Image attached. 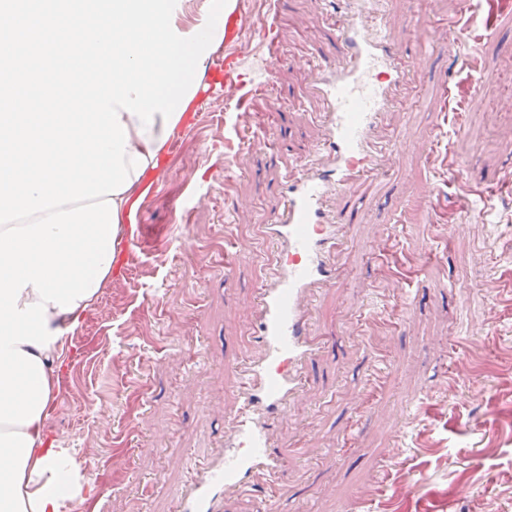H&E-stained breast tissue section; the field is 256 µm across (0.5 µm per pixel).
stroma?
I'll list each match as a JSON object with an SVG mask.
<instances>
[{"label": "stroma", "mask_w": 512, "mask_h": 512, "mask_svg": "<svg viewBox=\"0 0 512 512\" xmlns=\"http://www.w3.org/2000/svg\"><path fill=\"white\" fill-rule=\"evenodd\" d=\"M463 0H385L408 84L382 117L405 140L384 175L356 184L336 263L338 287L313 301L323 347L311 391L274 422L287 456L280 512H512V11L443 52ZM249 24L245 77L272 61L248 111L207 102L168 151L140 224L149 248L67 333L73 346L46 419L75 469L92 463L99 512H172L193 459L224 453L238 360L253 350L262 236L297 157L322 137L308 58L336 60L314 0H236ZM429 12L431 26L415 29ZM476 91L478 104L460 103ZM468 161L452 179L453 162ZM495 178L491 204L479 196ZM233 264L232 277L224 267ZM410 294L399 315L395 297Z\"/></svg>", "instance_id": "35a3bbf8"}]
</instances>
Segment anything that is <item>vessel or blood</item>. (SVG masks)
I'll use <instances>...</instances> for the list:
<instances>
[{
    "label": "vessel or blood",
    "mask_w": 512,
    "mask_h": 512,
    "mask_svg": "<svg viewBox=\"0 0 512 512\" xmlns=\"http://www.w3.org/2000/svg\"><path fill=\"white\" fill-rule=\"evenodd\" d=\"M345 4L343 12L326 17L341 61L316 65L314 90L327 117L325 139L316 151L327 163L316 167L300 161L282 183V207L265 227L274 260L273 275L257 294L254 336L260 352L237 368L239 402L227 420L223 457L200 462L187 483L171 491L173 512H226L230 500L282 473L283 457L269 440L271 421L291 397L310 388L307 366L321 344L307 298L312 290L339 285L331 256L344 226L331 218L330 199L362 179L378 177L385 156L402 144L399 137L380 133L378 123L405 83L407 66L382 34L380 0ZM496 8L495 0H467L465 10L448 23L449 49L456 52ZM455 60L470 63L457 52ZM241 67L238 53H226L213 66V82L200 87L198 101L235 89V109L249 110L255 84L244 81Z\"/></svg>",
    "instance_id": "obj_1"
}]
</instances>
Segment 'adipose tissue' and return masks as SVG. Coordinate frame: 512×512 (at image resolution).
Returning <instances> with one entry per match:
<instances>
[{
	"instance_id": "obj_1",
	"label": "adipose tissue",
	"mask_w": 512,
	"mask_h": 512,
	"mask_svg": "<svg viewBox=\"0 0 512 512\" xmlns=\"http://www.w3.org/2000/svg\"><path fill=\"white\" fill-rule=\"evenodd\" d=\"M153 120V126L142 135L137 117L121 116L130 136L124 162L133 180L130 189L115 197L122 221L140 205L146 183L161 180L165 174L164 119L157 113ZM72 470L67 449L48 442L44 420L28 426L0 425V512H59L61 500L68 495L66 483Z\"/></svg>"
}]
</instances>
